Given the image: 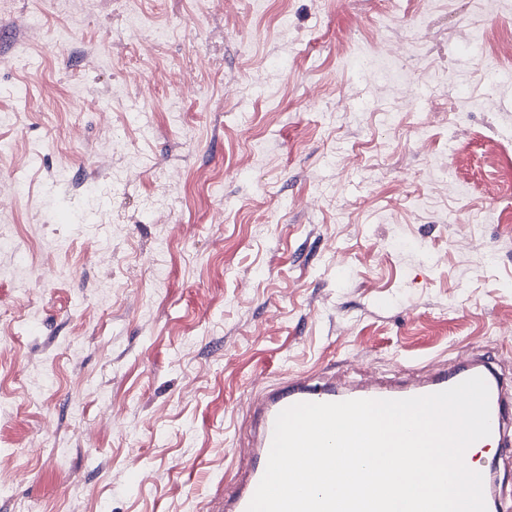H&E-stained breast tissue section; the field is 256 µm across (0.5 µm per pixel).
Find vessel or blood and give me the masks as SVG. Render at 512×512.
<instances>
[{
	"label": "vessel or blood",
	"instance_id": "1",
	"mask_svg": "<svg viewBox=\"0 0 512 512\" xmlns=\"http://www.w3.org/2000/svg\"><path fill=\"white\" fill-rule=\"evenodd\" d=\"M473 376L483 377L490 392V443L503 449L512 446L504 431L512 425V396L508 395L499 375L484 360H470L435 371L418 384L383 385L364 382L352 388L337 384L335 378L297 374L287 382L267 388L255 397L250 410L255 433L248 451V463L237 472L231 493L217 492L211 512H247V507L265 472L277 415L285 408L303 402H339L350 399H404L439 392ZM475 469L483 477L484 498L488 512H497L498 483L495 464L479 463Z\"/></svg>",
	"mask_w": 512,
	"mask_h": 512
}]
</instances>
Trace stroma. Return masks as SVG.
<instances>
[{"mask_svg": "<svg viewBox=\"0 0 512 512\" xmlns=\"http://www.w3.org/2000/svg\"><path fill=\"white\" fill-rule=\"evenodd\" d=\"M1 143L0 512H204L290 373L512 375V0H0Z\"/></svg>", "mask_w": 512, "mask_h": 512, "instance_id": "35a3bbf8", "label": "stroma"}]
</instances>
